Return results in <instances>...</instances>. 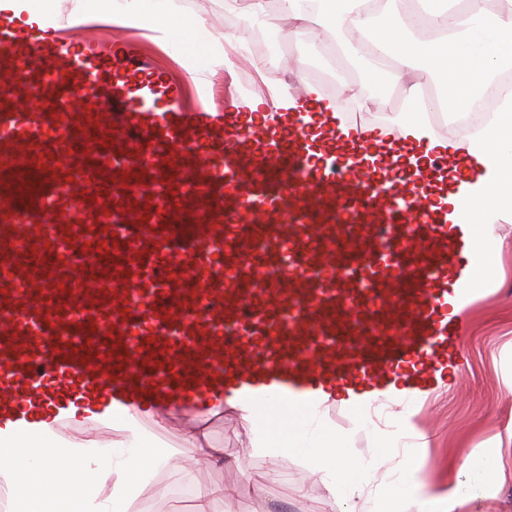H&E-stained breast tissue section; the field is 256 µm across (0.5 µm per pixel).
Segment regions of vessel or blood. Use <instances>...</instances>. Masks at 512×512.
I'll list each match as a JSON object with an SVG mask.
<instances>
[{
  "instance_id": "1",
  "label": "vessel or blood",
  "mask_w": 512,
  "mask_h": 512,
  "mask_svg": "<svg viewBox=\"0 0 512 512\" xmlns=\"http://www.w3.org/2000/svg\"><path fill=\"white\" fill-rule=\"evenodd\" d=\"M39 104L17 105L12 78ZM69 112L108 99L111 69L70 31L0 20V416L90 394L120 407L248 397L278 415L318 390L376 387L455 352L448 294L484 255L449 242L431 203L364 180L350 143L300 113Z\"/></svg>"
}]
</instances>
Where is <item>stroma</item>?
I'll return each instance as SVG.
<instances>
[{
  "instance_id": "obj_1",
  "label": "stroma",
  "mask_w": 512,
  "mask_h": 512,
  "mask_svg": "<svg viewBox=\"0 0 512 512\" xmlns=\"http://www.w3.org/2000/svg\"><path fill=\"white\" fill-rule=\"evenodd\" d=\"M43 2L54 15L55 28L73 29L78 44L125 48L137 61L156 57L186 90L191 105L196 102V83L187 75L191 68L204 72L214 108L223 107L224 89L232 81H251L252 97L265 100L296 84L294 74L283 66L262 67L244 50L234 57L232 68L224 67L226 31L250 33L244 22L233 21L234 11L225 0H171L180 16L203 15L205 22L197 35L207 55L202 62L195 56L194 45L165 43L151 29L96 23V16L109 10L108 0H86L80 13L75 12L72 0ZM496 231L505 237L496 259V292L460 313L457 373L441 382L428 380L407 421L408 432L418 438L414 462L419 478L424 490L436 494H447L468 455L496 444L497 469L482 476L469 501L455 506L454 512H512V225H498ZM232 413V408H225L223 417L212 418L208 426L212 441L224 450V465L185 477L156 470L145 485L128 493L119 505L121 512H195L194 496L174 491L185 482L195 488L238 485L232 499L213 500L211 512H326L328 479L324 472L302 456L288 467L273 470L265 451L248 447ZM325 420L344 438L351 459L363 460L375 453L374 434L358 423L350 408L331 406ZM258 485L265 490L261 501L254 495Z\"/></svg>"
}]
</instances>
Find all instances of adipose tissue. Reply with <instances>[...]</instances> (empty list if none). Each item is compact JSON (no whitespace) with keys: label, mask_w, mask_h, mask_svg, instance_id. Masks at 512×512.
I'll return each mask as SVG.
<instances>
[{"label":"adipose tissue","mask_w":512,"mask_h":512,"mask_svg":"<svg viewBox=\"0 0 512 512\" xmlns=\"http://www.w3.org/2000/svg\"><path fill=\"white\" fill-rule=\"evenodd\" d=\"M268 4L249 0L246 10L265 16L273 31L279 17H287L289 34L309 37L342 68L357 70V77L341 82L343 93L381 106L382 83L398 89L406 110L382 131L412 147L411 161L427 165L436 156L463 157L467 176L440 204L472 249L498 255L502 239L494 226L512 217V92L476 125L438 130L429 115L469 112L512 63V0H501L495 9L486 0H464L446 13L421 10L420 0H280L277 17ZM333 401L352 408L360 423L371 417L367 402L343 390L321 398L302 419L287 409L276 420L246 403L237 409L251 447L266 449L273 469L307 456L325 471L331 487L343 490V497L329 496V512H365V488L395 459L399 487L387 512H447L450 501L464 498L459 485L445 498L418 492V470L411 457H399L393 431L377 434L378 451L370 460L352 463L324 420ZM180 416L184 427L175 450L158 444L138 413L117 419L93 403L35 411L21 423L4 420L0 483L9 493V512H113L115 501L146 484L156 469L189 473L223 459V449L209 438V413L184 410ZM62 424L79 432V439L58 441ZM111 429L120 432V440L108 438Z\"/></svg>","instance_id":"adipose-tissue-1"}]
</instances>
